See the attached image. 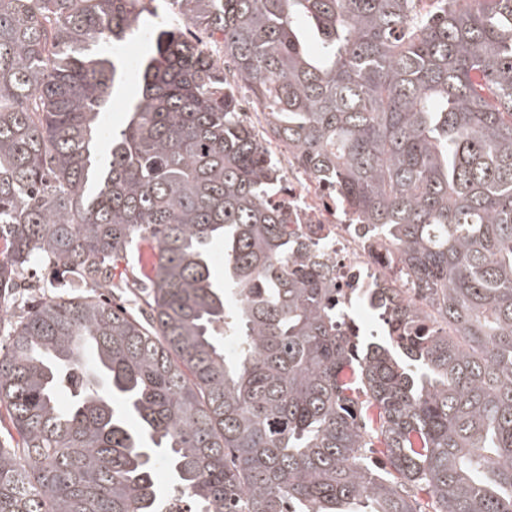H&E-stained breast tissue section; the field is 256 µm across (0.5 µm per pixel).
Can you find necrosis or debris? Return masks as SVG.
<instances>
[{"instance_id": "necrosis-or-debris-1", "label": "necrosis or debris", "mask_w": 512, "mask_h": 512, "mask_svg": "<svg viewBox=\"0 0 512 512\" xmlns=\"http://www.w3.org/2000/svg\"><path fill=\"white\" fill-rule=\"evenodd\" d=\"M270 153L287 167L288 187L280 194V201L285 202L292 215L295 229L304 230L311 225L318 228L311 248L326 258L329 277L342 288L345 301L365 296L373 285L385 284L383 268L388 263V253L371 248L365 231L350 223L337 207L327 184L289 165L287 144L272 142Z\"/></svg>"}]
</instances>
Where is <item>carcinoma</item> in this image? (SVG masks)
I'll return each mask as SVG.
<instances>
[{"instance_id": "carcinoma-1", "label": "carcinoma", "mask_w": 512, "mask_h": 512, "mask_svg": "<svg viewBox=\"0 0 512 512\" xmlns=\"http://www.w3.org/2000/svg\"><path fill=\"white\" fill-rule=\"evenodd\" d=\"M172 3L224 58L154 28L108 134L90 46L145 0H0V512H159L158 461L195 512H512V0ZM240 87L415 285L385 340L271 203ZM143 244L148 327L98 294ZM37 259L85 294L16 314Z\"/></svg>"}]
</instances>
